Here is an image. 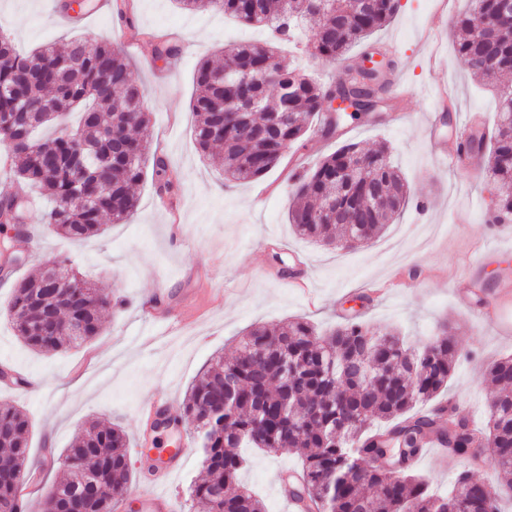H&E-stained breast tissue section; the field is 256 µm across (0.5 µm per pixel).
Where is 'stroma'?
Here are the masks:
<instances>
[{
    "instance_id": "35a3bbf8",
    "label": "stroma",
    "mask_w": 512,
    "mask_h": 512,
    "mask_svg": "<svg viewBox=\"0 0 512 512\" xmlns=\"http://www.w3.org/2000/svg\"><path fill=\"white\" fill-rule=\"evenodd\" d=\"M58 2L0 0V28L23 52L46 44L62 48L83 35L111 40L126 54L133 81L147 90L151 149L170 161L177 209L161 206L148 167L135 188L133 215L119 224L105 221L98 236L72 241L44 223L47 196L38 192V205L27 215L31 241L25 261L9 267L0 260V270H9L0 273V364H11L28 381L22 388L0 387V402L16 406L30 421L29 463L39 474V491L30 496L28 512H40L48 492L66 478L59 455L85 424H119L129 446H136L142 400L165 396L182 410L188 387L204 367L231 356L239 338L257 324L304 318L324 333L357 314L373 330L400 329L414 346L449 330L461 357L443 396L459 401L462 416L485 425L494 388L484 376L491 363L512 354V320L475 324L456 296L476 281L482 288L476 303L499 302L500 284L512 280V233L492 229L485 179L474 175L471 164L441 157L422 122L443 86L457 108L438 127L439 139L468 132L472 117L488 126L496 119L494 88L479 84L453 48L460 36L454 19L467 0H400L395 16L356 43L341 63L313 56L306 36L284 47L291 65L332 86L346 69L360 66L370 47L392 42L399 55L391 69L411 93L381 119L345 122L330 139L302 138L259 181L236 184L224 181L221 150L205 155L193 142L194 74L225 43L261 40L266 30L241 27L215 11L187 13L174 0H135L127 14L111 7L75 24L62 16ZM438 14L443 20L435 29ZM145 31L172 40L177 54L152 60L141 47ZM349 142L367 150L388 145L411 202L378 237L356 249L303 240L288 222L292 179ZM420 201L426 214L417 211ZM55 258L110 294L112 305L102 311L103 332L90 344L40 353L15 335L6 307L14 285L39 276ZM158 288L166 291L165 306L189 317L171 334L144 328L139 320ZM186 433L189 454L170 486L180 512H207L189 495L205 469L194 425ZM243 454L248 464L241 483L263 500L266 512H288L277 494L278 472L299 468V455L256 448ZM414 469L436 493L447 491L463 472L493 486L504 482L486 457L428 455Z\"/></svg>"
}]
</instances>
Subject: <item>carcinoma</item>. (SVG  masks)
<instances>
[{
    "label": "carcinoma",
    "mask_w": 512,
    "mask_h": 512,
    "mask_svg": "<svg viewBox=\"0 0 512 512\" xmlns=\"http://www.w3.org/2000/svg\"><path fill=\"white\" fill-rule=\"evenodd\" d=\"M194 13L211 10L249 27H263V43L224 46V64L210 60L196 69V116L192 137L207 154L223 149L224 180L247 183L278 166L284 151L327 111V99L351 102L321 134L331 136L347 119L394 108L389 83L379 70H358L325 88L289 67L278 45L312 32L314 55L344 61L351 46L383 27L396 10L387 0H175ZM457 16L462 33L454 45L473 76L486 85L512 74V18L503 19L504 0H469ZM151 57L165 60L178 47L146 32ZM499 112L488 140H474L471 152L489 147L485 174L499 215L512 214V85L497 87ZM146 90L130 79L129 63L104 40L76 38L68 47L19 53L0 31V145L10 177L20 188L48 191L55 205L45 223L68 239L103 232L102 218L121 223L137 204L134 186L147 163L157 192L174 190L166 159L150 154ZM79 125L66 124L69 113ZM58 126L45 141L35 131ZM297 204L288 210L294 232L334 248H357L393 223L410 200L405 178L385 145L362 152L343 145L294 180ZM27 211L19 195L0 199V234L9 257L20 254ZM112 298L60 261L36 279L23 280L7 305L16 335L41 352L82 345L102 332L101 311ZM80 319L74 336L61 324ZM362 369L355 361L363 354ZM460 350L447 331L415 352L391 330L377 334L349 320L329 334L304 319L256 325L238 341L236 354L218 359L194 384L185 415L202 440L206 476L191 487L210 512H265L262 501L240 484L248 444L268 452L301 451L298 491L320 512H499L497 488L463 473L448 495H433L413 460L426 438L435 436L450 456L473 454L487 441L499 468L512 474V358L486 372L497 393L488 404L487 428L478 434L468 420L417 406L433 401L448 385ZM29 421L0 402V512H22L16 475L28 464ZM393 455L401 476L390 479L378 467ZM63 464L71 477L56 485L42 512H114L133 482L127 437L118 425L93 422L67 449ZM96 482V494L85 483Z\"/></svg>",
    "instance_id": "cac0c4a2"
}]
</instances>
